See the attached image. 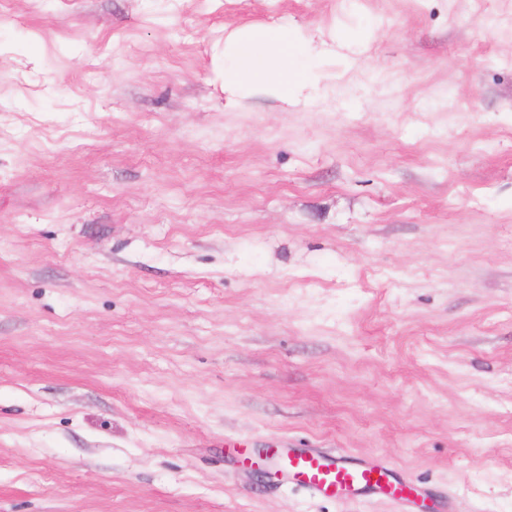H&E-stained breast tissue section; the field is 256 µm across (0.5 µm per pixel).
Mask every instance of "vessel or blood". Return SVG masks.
<instances>
[{
    "label": "vessel or blood",
    "instance_id": "b4317fda",
    "mask_svg": "<svg viewBox=\"0 0 512 512\" xmlns=\"http://www.w3.org/2000/svg\"><path fill=\"white\" fill-rule=\"evenodd\" d=\"M281 473L292 476L318 495L382 494L402 500L397 480L390 469L368 466L341 453H324L309 448H271L266 453Z\"/></svg>",
    "mask_w": 512,
    "mask_h": 512
}]
</instances>
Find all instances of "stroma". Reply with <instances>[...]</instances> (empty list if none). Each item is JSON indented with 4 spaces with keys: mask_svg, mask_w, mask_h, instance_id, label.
Returning a JSON list of instances; mask_svg holds the SVG:
<instances>
[{
    "mask_svg": "<svg viewBox=\"0 0 512 512\" xmlns=\"http://www.w3.org/2000/svg\"><path fill=\"white\" fill-rule=\"evenodd\" d=\"M236 444L512 512V0L0 5V512H415ZM302 33L299 31H288L281 28L253 29L243 28L230 32L224 38V91L229 92L235 87V81L226 68V51L240 50L243 46L258 39H262L282 47H288V43L302 40ZM285 76L278 82H265L260 80V83L266 87L272 94L277 96L279 99L288 101L292 98L295 93L307 86L306 80H289L288 79V65L285 64ZM266 458L281 473L318 495L386 494L400 502L406 498L393 491L400 484L390 469L368 466L341 453H324L309 448H268ZM387 487L392 492L386 491Z\"/></svg>",
    "mask_w": 512,
    "mask_h": 512,
    "instance_id": "35a3bbf8",
    "label": "stroma"
}]
</instances>
